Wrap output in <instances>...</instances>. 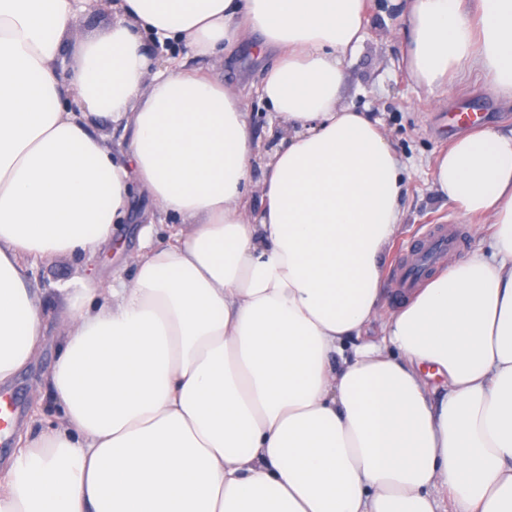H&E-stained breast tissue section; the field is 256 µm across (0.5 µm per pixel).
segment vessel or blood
Masks as SVG:
<instances>
[{
    "mask_svg": "<svg viewBox=\"0 0 512 512\" xmlns=\"http://www.w3.org/2000/svg\"><path fill=\"white\" fill-rule=\"evenodd\" d=\"M461 245L460 237L446 225L429 227L421 238L410 244L407 261L397 267L400 295L410 293L431 266L444 254L458 250Z\"/></svg>",
    "mask_w": 512,
    "mask_h": 512,
    "instance_id": "b4317fda",
    "label": "vessel or blood"
}]
</instances>
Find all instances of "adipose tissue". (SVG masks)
Listing matches in <instances>:
<instances>
[{
  "instance_id": "1",
  "label": "adipose tissue",
  "mask_w": 512,
  "mask_h": 512,
  "mask_svg": "<svg viewBox=\"0 0 512 512\" xmlns=\"http://www.w3.org/2000/svg\"><path fill=\"white\" fill-rule=\"evenodd\" d=\"M82 2L0 0V388L42 343L29 257L96 253L137 192L178 224L64 311V424L0 464V512H512V133L457 137L433 170L444 204L494 224L491 253L387 314L408 164L340 103L366 0H94L110 23L88 34ZM404 16L411 79L512 102V0ZM249 32L277 53L266 158L223 80L150 53L220 57Z\"/></svg>"
}]
</instances>
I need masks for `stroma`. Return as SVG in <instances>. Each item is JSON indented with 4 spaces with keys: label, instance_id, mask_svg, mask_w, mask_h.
I'll use <instances>...</instances> for the list:
<instances>
[{
    "label": "stroma",
    "instance_id": "stroma-1",
    "mask_svg": "<svg viewBox=\"0 0 512 512\" xmlns=\"http://www.w3.org/2000/svg\"><path fill=\"white\" fill-rule=\"evenodd\" d=\"M363 40L344 64L341 88L342 104L352 106L379 120L387 131L392 147L409 163L407 191L402 199L403 220L399 234L385 257L384 301H391L396 287L395 269L404 247L415 240L430 224H452L459 229L464 245L459 253L448 256L443 268L470 258L476 251H490L493 228L477 216H467L443 205L431 189L435 158L441 147L453 138L448 130V117L454 112L484 114L486 125L508 132L512 130V106L503 103L482 81L451 79L447 93L429 92L417 85L406 73L403 63L407 27L395 0H367ZM257 39L239 43L226 58H204L185 49L181 57L188 67L202 68L220 76L225 86H250L245 104L252 117V135L260 153L270 152L273 143L269 129L273 113L260 101L254 84L261 66L271 65L273 54L257 56ZM149 230L154 245L169 242L168 228L163 224L142 227L120 224L115 236L123 251L105 247L85 259L76 254H59L49 260H36L31 268L30 285L43 300L47 311L44 323L46 341L38 359L23 371L9 390L18 405L17 427L39 433L62 424L61 414L45 394L46 378L58 355V338L64 331L61 310L69 299L78 296L88 285L89 276L99 283H111L115 275L130 278L132 269L126 258L139 245L142 230Z\"/></svg>",
    "mask_w": 512,
    "mask_h": 512
}]
</instances>
